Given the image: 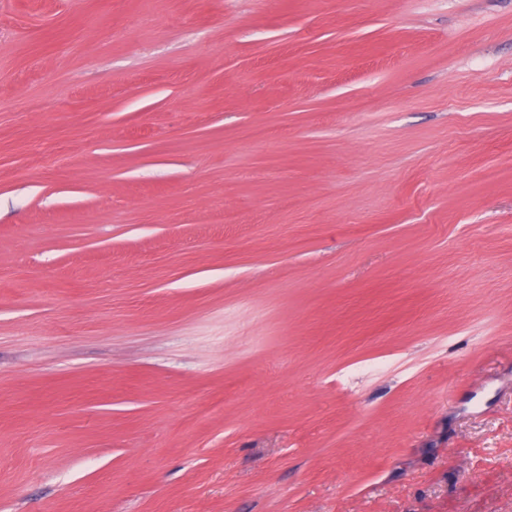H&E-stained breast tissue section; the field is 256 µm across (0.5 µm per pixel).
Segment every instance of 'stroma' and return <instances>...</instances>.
<instances>
[{
  "instance_id": "1",
  "label": "stroma",
  "mask_w": 512,
  "mask_h": 512,
  "mask_svg": "<svg viewBox=\"0 0 512 512\" xmlns=\"http://www.w3.org/2000/svg\"><path fill=\"white\" fill-rule=\"evenodd\" d=\"M0 270V512H512V0H0Z\"/></svg>"
}]
</instances>
